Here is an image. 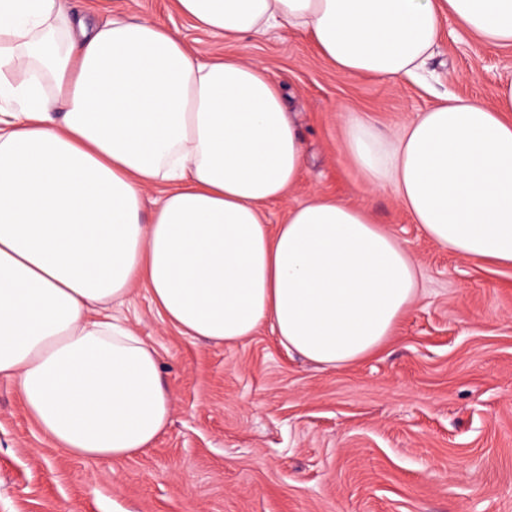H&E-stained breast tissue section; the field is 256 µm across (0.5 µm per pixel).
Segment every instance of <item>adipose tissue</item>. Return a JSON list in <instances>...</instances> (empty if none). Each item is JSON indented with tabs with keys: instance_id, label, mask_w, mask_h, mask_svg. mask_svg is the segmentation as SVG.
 I'll return each instance as SVG.
<instances>
[{
	"instance_id": "adipose-tissue-1",
	"label": "adipose tissue",
	"mask_w": 512,
	"mask_h": 512,
	"mask_svg": "<svg viewBox=\"0 0 512 512\" xmlns=\"http://www.w3.org/2000/svg\"><path fill=\"white\" fill-rule=\"evenodd\" d=\"M227 38L306 33L336 69L422 75L441 18L512 46V0H174ZM512 81L454 95L343 148L424 235L512 266ZM282 85L263 65L195 54L165 23L0 0V378L68 455L124 459L166 428L158 354L121 314L145 286L183 335L239 343L263 326L327 369L393 335L418 294L407 243L360 207L314 197L269 228L304 168Z\"/></svg>"
}]
</instances>
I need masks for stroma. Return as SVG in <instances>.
I'll return each instance as SVG.
<instances>
[{"instance_id":"1","label":"stroma","mask_w":512,"mask_h":512,"mask_svg":"<svg viewBox=\"0 0 512 512\" xmlns=\"http://www.w3.org/2000/svg\"><path fill=\"white\" fill-rule=\"evenodd\" d=\"M69 6L154 17L200 53L261 62L286 87L306 154L269 224L316 196L360 206L408 242L420 293L378 354L323 369L266 327L230 346L181 335L135 288L123 311L160 353L167 429L134 457L77 459L0 379V512H512V267L437 247L391 191L366 187L342 147L351 114L388 135L447 92L493 103L512 79V47L484 46L443 18L424 85L339 71L296 30L205 34L169 0Z\"/></svg>"}]
</instances>
